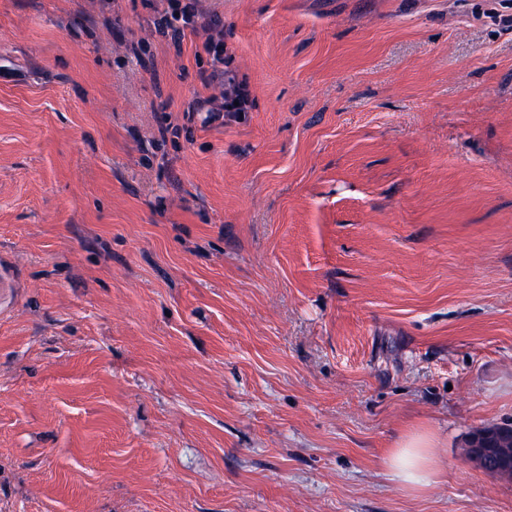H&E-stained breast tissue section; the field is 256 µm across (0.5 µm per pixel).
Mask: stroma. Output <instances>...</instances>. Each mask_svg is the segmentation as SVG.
I'll list each match as a JSON object with an SVG mask.
<instances>
[{"label":"stroma","mask_w":512,"mask_h":512,"mask_svg":"<svg viewBox=\"0 0 512 512\" xmlns=\"http://www.w3.org/2000/svg\"><path fill=\"white\" fill-rule=\"evenodd\" d=\"M200 6L0 0V512H512V0ZM166 2L167 8L160 25L163 29L170 28L173 31L174 47H181L182 38L185 36L186 30H189L191 33H196L199 29L210 30L218 23L217 17L199 11L194 0H167ZM174 21H181V26H175ZM202 50L207 54L212 61L213 70L209 76L201 77L203 83L210 82V80L218 74L226 75L227 81L224 83V112H244L248 102V95L243 85L238 84L230 71L224 70V38L209 36L202 43ZM238 102V106H235ZM487 437H493L498 448H512V428L504 429L502 426L488 427L479 430L472 438L471 442H475L467 448L468 455L473 458L480 466H484L487 461L486 457L491 454L488 448H480L478 442ZM432 435L411 431L392 448L385 466L394 479L409 494L423 493L441 474V466L434 453Z\"/></svg>","instance_id":"35a3bbf8"}]
</instances>
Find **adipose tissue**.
<instances>
[{"label": "adipose tissue", "instance_id": "1", "mask_svg": "<svg viewBox=\"0 0 512 512\" xmlns=\"http://www.w3.org/2000/svg\"><path fill=\"white\" fill-rule=\"evenodd\" d=\"M385 466L392 479L409 494L423 493L441 474L433 436L417 430L409 432L391 449Z\"/></svg>", "mask_w": 512, "mask_h": 512}]
</instances>
